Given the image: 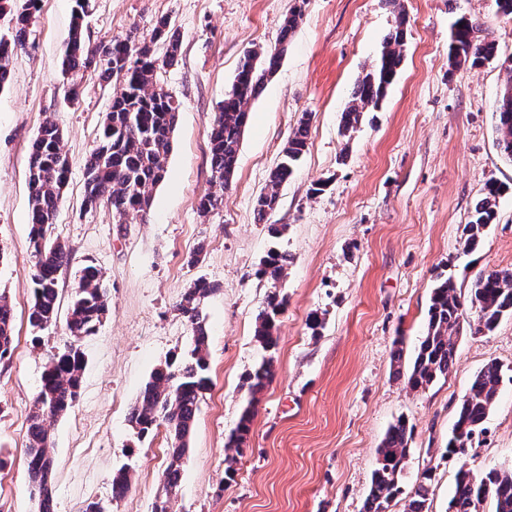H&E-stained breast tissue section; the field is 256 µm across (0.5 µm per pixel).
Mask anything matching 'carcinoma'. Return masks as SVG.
I'll return each mask as SVG.
<instances>
[{
  "label": "carcinoma",
  "mask_w": 512,
  "mask_h": 512,
  "mask_svg": "<svg viewBox=\"0 0 512 512\" xmlns=\"http://www.w3.org/2000/svg\"><path fill=\"white\" fill-rule=\"evenodd\" d=\"M394 6L393 30L382 43L372 69L354 86L347 108L342 112V129L356 128L363 114L376 110L384 101L389 87L397 78L405 56L406 17L397 8L398 0H387ZM72 35L64 50L61 73L66 80L65 98L75 101L79 96L78 75L97 73L119 82L112 106L102 123L96 146L86 164L84 204L89 209L106 207L112 210L115 223L124 224L131 215H145L150 210L153 194L168 172L173 132L180 109L179 100L160 84L159 70L177 61L179 37L170 23L158 21L150 40L140 38L131 30L121 39L99 44L86 42L83 25L87 0H76ZM39 0L14 3L9 24L11 34L0 35V90L10 80V60L26 45L29 26L38 11ZM302 10L294 7L284 20L280 43H285L297 27ZM479 26L461 17L451 31L449 57L456 66H473L494 59L498 44L480 39ZM168 43L164 58L155 56L152 44ZM281 51L255 52L245 56L236 77L243 78L241 89L231 88L215 113L209 134V165L212 184L228 188L237 161L240 138L249 117V104L262 90L265 80L278 68ZM498 146L512 160V77L500 93L495 112ZM309 118L303 116L288 139L281 160L271 169L268 182L255 204L258 223L266 222L275 210L279 190L294 175L298 162L308 147ZM64 135L51 120L44 121L32 140L28 152V187L30 207L29 247L35 260L33 301L28 320L37 335L54 325L58 315L57 276L70 263V251L60 241L50 238L58 206L68 182L69 161L63 151ZM504 185L490 179L481 189L472 220L465 227L464 250L474 251L480 245L484 229L497 216L499 198ZM290 264L285 251L271 250L260 264L257 276L271 283L266 307L257 316L255 340L267 351L275 348L276 317L285 305V297L277 283ZM215 291L204 280L190 285L179 302V311L188 318L193 330L192 347L178 361L166 362L155 369L139 398L131 407L129 426L137 439L153 434L166 424L171 445L169 460L163 473L162 487L153 503V512H167L170 495L179 486L183 459L196 422L202 393L206 390L208 371V334L201 315L205 298ZM477 313L476 332H492L500 320L512 315V270H491L479 274L468 298L457 292L452 277L437 276L431 292L426 331L409 371L406 385L413 391L425 390L445 379L457 363L456 338L467 323V309ZM109 301L101 271L86 265L80 270L78 288L71 299L66 327L71 341L49 355L41 376L38 395L28 418L26 433V476L31 496L38 500V512H54L52 473L54 460L50 455L51 421L66 414L76 402L85 370V354L81 341L95 334ZM14 313L6 295L0 294V361L13 353ZM274 376L273 357L263 359L246 378L248 398L236 428L228 439V447L241 448L247 441L255 415V402ZM503 367L486 363L474 374L468 392L456 410L452 435L446 454L463 456L493 410L501 383ZM413 428L399 419L392 424L378 450L371 487L363 512H390L391 503L404 493L402 481L410 456L409 442ZM430 475L410 492L405 512H429ZM130 471L121 468L112 476V497L122 498L129 488ZM492 502L494 512H512V468H492L482 476L460 468L448 512H484V504Z\"/></svg>",
  "instance_id": "1"
}]
</instances>
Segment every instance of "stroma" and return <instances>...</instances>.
<instances>
[{"label":"stroma","mask_w":512,"mask_h":512,"mask_svg":"<svg viewBox=\"0 0 512 512\" xmlns=\"http://www.w3.org/2000/svg\"><path fill=\"white\" fill-rule=\"evenodd\" d=\"M399 3L407 36L398 79L345 133L351 91L394 22L385 0H304L284 45L280 29L295 0H90L83 31L91 43L132 29L150 38L163 18L180 40L176 63L159 72L182 103L167 177L147 220L118 224L111 210L82 204L86 159L115 82L85 74L79 103L65 101L60 62L75 2L40 0L0 91V293L15 316L14 352L0 362V512H37L24 466L28 417L52 348L70 341L65 316L87 264L102 270L111 310L82 343L79 398L51 424L56 512H81L89 499L106 512H152L169 431L159 426L138 442L127 417L151 372L190 348L192 326L177 304L198 279L216 287L203 305L210 384L169 512H361L377 450L399 419L414 427L404 488L431 471L430 512H448L460 466L477 474L512 467L509 380L467 458L444 454L473 375L492 360L512 370V317L488 335L464 328L456 367L426 390L407 388L391 365L398 346L411 365L436 275L467 289L481 272L512 268V160L498 148L495 123L512 77L504 62L512 17L496 0ZM463 15L479 24V38L498 43L499 59L451 67V25ZM278 46L280 64L250 105L233 182L222 204L201 214L217 107L246 54ZM306 112L307 151L267 224L256 223V198ZM47 119L63 131L70 165L52 235L72 261L58 276L60 315L37 346L28 323V144ZM492 178L509 190L478 249L464 252V228ZM271 223L283 225L279 237L268 233ZM273 247L293 257L278 284L287 303L271 353L275 378L236 450L226 442L248 397L245 377L264 355L254 331L269 285L256 271ZM316 316L323 325L314 332ZM124 466L130 487L116 500L111 475Z\"/></svg>","instance_id":"obj_1"}]
</instances>
